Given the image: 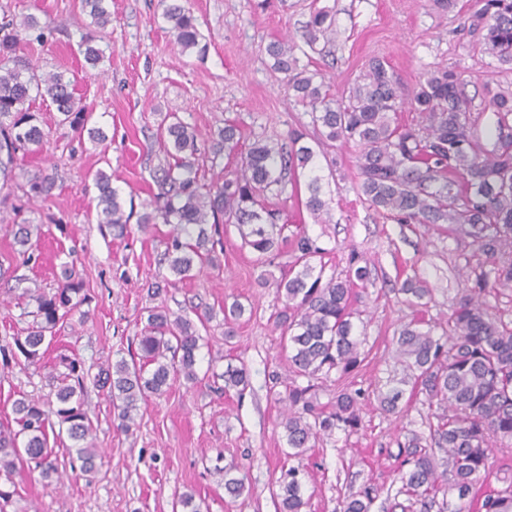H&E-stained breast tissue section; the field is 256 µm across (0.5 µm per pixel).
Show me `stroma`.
<instances>
[{
	"instance_id": "obj_1",
	"label": "stroma",
	"mask_w": 512,
	"mask_h": 512,
	"mask_svg": "<svg viewBox=\"0 0 512 512\" xmlns=\"http://www.w3.org/2000/svg\"><path fill=\"white\" fill-rule=\"evenodd\" d=\"M189 8L206 37L207 52H180L163 18L161 0H108L112 22L98 45L105 52L94 68L85 66L80 36L91 25L79 0H0V15L40 16L50 32L44 43L22 46L21 55L75 81L77 97L103 129L104 145L60 125L55 105L36 101L44 143L16 167V179L0 190V259L13 262L0 275V345L24 335L28 324L17 281L29 278L43 288L60 284V265L74 261L89 294L85 323L66 317L41 366L0 369V424L13 423L18 395L43 400L51 391L48 374L58 354H73L92 369L139 352L147 310L209 307L205 345L199 353L195 385L176 382L161 397L142 403L135 426L121 429L106 391L86 382L85 407L103 454L93 480L70 472L63 484L43 480L27 463L14 476L17 493L6 512H173L177 496L192 492L202 512H280L273 489L293 466L279 426L280 407L269 393L271 372L283 371L286 351L273 316V289L257 284L261 272L281 278L290 252L271 264L244 246L235 226H227L215 253L221 266L149 297L146 285L159 272L164 250L158 236L130 224L126 237H113L98 224L96 171L110 174L123 201L142 213L156 187L151 171L164 162L160 138L169 114L205 133L235 119L244 131L287 138L292 127L308 123L307 109L271 67L268 43L288 38L298 45L302 67L321 70L332 98L345 96L366 72L371 58L385 60L412 92L433 67L463 70L470 115L485 145L494 140V116L486 91L512 93V70L499 67L481 49L480 36L464 30L460 13L442 11L433 0H177ZM336 16L335 43L305 44L304 24L313 8ZM357 150L347 144L325 148L318 158L329 184L332 224L314 222L303 199L271 197L284 221L319 237L330 273L342 274L351 253L367 260L371 281L361 289L359 325L368 357L349 377L327 383V390L360 391L362 429L309 449L304 512H340L352 494L371 489V512H391L408 495L387 493L396 472L398 443L422 431L426 413L421 396L401 410H381L377 391L400 374L392 338L413 318L394 290L407 272L417 271L432 290L423 310L431 324L446 322L454 304L472 285L470 273L483 262L472 238L450 224H400L369 208L357 193ZM45 170L56 186L46 202L25 194L24 172ZM39 225L31 236V261L16 256L14 219ZM249 302L254 314L224 337L225 302ZM245 365L244 393L224 390L227 364ZM237 467L248 480L242 496L224 491V470Z\"/></svg>"
}]
</instances>
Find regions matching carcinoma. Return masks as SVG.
I'll return each mask as SVG.
<instances>
[{
  "label": "carcinoma",
  "instance_id": "obj_1",
  "mask_svg": "<svg viewBox=\"0 0 512 512\" xmlns=\"http://www.w3.org/2000/svg\"><path fill=\"white\" fill-rule=\"evenodd\" d=\"M92 24L103 27L112 21L107 0H80ZM163 16L181 51L206 53L197 19L184 7L167 5ZM467 24L482 33L485 51L501 66L512 67V0H473ZM47 25L33 14L20 21L0 23V181L12 177L18 154L40 147L45 134L32 103L50 100L62 116L61 124L78 133L87 132L104 141L98 128L87 127L89 116L74 96V81L57 71H44L32 60L17 54L23 35L35 32L44 39ZM307 43L336 39L330 10L315 8L305 23ZM97 32L81 37L84 60L98 65L104 51L97 47ZM272 67L285 75L288 88L311 110L313 137L324 146L336 141L352 142L359 148V192L370 207L402 224H455L473 239L485 256L475 273L469 294L454 306L447 328L440 336L434 326L411 320L393 337V345L404 376L379 390L380 406L398 409L411 386V393L424 395L428 405L425 424L429 435L413 433L398 442L397 476L400 490L421 492L420 512H430L432 490L442 491L438 512H512V483L483 492L477 488L485 470L490 442H512V329L487 310L485 297L499 288L512 286V94L496 92L490 99L495 117L492 148L480 141L470 122L464 78L460 71L436 67L427 73L412 96L402 91L394 71L373 58L364 78L335 101L324 91L318 72L299 67L294 45L274 40L266 47ZM410 107L419 113L416 124H403L398 112ZM163 139L165 163L152 171L157 193L137 216L140 231L158 224L170 226L165 235L163 260L171 277L148 284L156 296L169 286L193 279L206 267L215 268L214 236L220 225L237 227L242 243L263 257L291 243L288 274L275 281L278 308L274 327L286 342L285 372L272 375L277 403L284 405L281 426L289 456L302 459L306 451L332 438L338 430L354 434L362 427L360 393L340 390L326 403L320 401L321 384L332 375L345 377L365 362L363 340L353 334L352 319L359 293L370 278L368 265L353 256L348 269L338 276L325 275L316 264L325 249L319 240L299 230L285 235L288 225L279 223V213L268 205V195H296L300 172L315 168L316 153L308 145V133L294 128L288 141L265 133L252 134L244 143L235 120L211 132L207 147L198 142L196 130L180 117L172 116ZM211 163L227 156L234 167L221 169L205 186L199 183L198 163L202 155ZM98 223L117 235L127 232L134 210H125L111 176L95 175ZM26 195L45 199L54 187V177L44 170L31 173ZM305 207L316 224L332 223L329 202L322 197L321 178L311 177ZM27 256L30 225L21 224L14 234ZM33 309L26 335L14 344L0 346V366L8 368L24 357L35 364L42 358L47 337L55 333L61 319L88 301L84 284L74 269L63 265V282L53 291L38 286L25 288ZM398 293L412 305L431 299L432 290L414 275L406 278ZM253 308L235 298L224 304L225 337L235 336ZM204 341L188 316L166 307L148 310L147 327L140 337L139 359L120 358L102 367L93 383L107 389L121 426L135 424L139 403L149 395L160 396L174 382L198 381V353ZM49 374L54 398L43 402L22 396L13 403L18 430L0 425V477L11 481L15 460L26 458L44 480L59 475L57 456L49 438L66 432L75 448L71 470L90 479L97 471L100 453L85 409L84 381L89 370L76 357L62 354ZM224 390L243 393L249 385L245 366H228ZM307 379V385L297 382ZM448 457V468L440 471L435 450ZM303 465L281 473L276 495L281 512H303ZM245 478L225 471L224 490L236 499L245 491ZM373 497L366 490L343 502L342 512H370Z\"/></svg>",
  "mask_w": 512,
  "mask_h": 512
}]
</instances>
